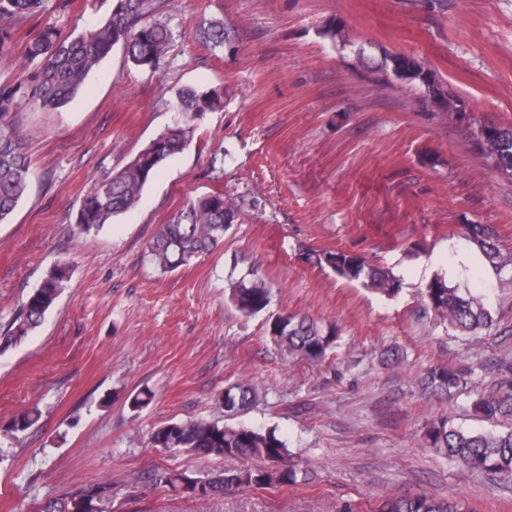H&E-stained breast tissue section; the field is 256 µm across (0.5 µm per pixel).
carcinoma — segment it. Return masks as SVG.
<instances>
[{
    "instance_id": "obj_1",
    "label": "carcinoma",
    "mask_w": 512,
    "mask_h": 512,
    "mask_svg": "<svg viewBox=\"0 0 512 512\" xmlns=\"http://www.w3.org/2000/svg\"><path fill=\"white\" fill-rule=\"evenodd\" d=\"M107 5L96 23L78 35H64L46 21L29 40L25 56L37 62L30 95L46 109H59L73 101L83 89L89 74L119 47L127 62L137 67H156L164 56L172 33L166 24L150 17L160 13L162 0H99ZM44 0H0V53L11 50L12 24L41 16ZM200 39L214 47L224 46L230 32L224 21L215 20L199 29ZM224 92L180 90L177 108L182 120L166 127L122 168L95 179L83 194L75 213L79 232L99 231L119 214L133 207L155 171L189 145L196 123L207 112L223 105ZM19 106L15 88L0 86V223L9 219L29 187L30 160L24 150V137L14 125ZM475 144L494 160L497 167L512 174V126L481 125L474 133ZM238 219L237 204L222 193L199 197L186 209L160 225L147 245L151 260L164 271L190 265L200 255L224 241V235ZM464 236L497 272L506 264L500 259L498 237L486 224H467ZM320 266H327L349 282H359L385 295L400 289V279L392 270L374 266L347 251H321L312 255ZM68 278L67 268H52L40 286L23 302L18 315L0 332L3 351L16 346L44 318ZM425 311L461 333H477L494 326L492 312L479 296L451 286L443 276L429 281L424 291ZM228 298L237 312L246 317L263 312L270 303L266 279L254 268L229 283ZM268 332L288 355L318 362L327 356L336 340V327L320 325L307 316L282 313L268 319ZM502 377L489 390L476 393L473 407L488 420H512V364H504ZM465 382L464 373L444 363L430 368L422 379L424 389L437 396H448ZM259 400L258 389L239 382L224 391V416L234 419L247 413ZM38 420L36 411H22L13 419L12 431L24 432ZM425 444L472 472L512 477V427L473 432L455 426L448 416L434 418L423 434ZM154 448L185 450L198 456L244 455L260 465L240 471H215L207 477L208 498L225 493L266 486L304 484L309 470L295 460L285 440L276 431L262 430L242 423L189 420L169 423L151 436ZM191 473L155 470L149 481L156 486L180 487ZM112 498V483L84 484L59 497L41 502L38 512H106ZM373 512H472L460 499L437 500L426 494L389 495L377 502Z\"/></svg>"
}]
</instances>
